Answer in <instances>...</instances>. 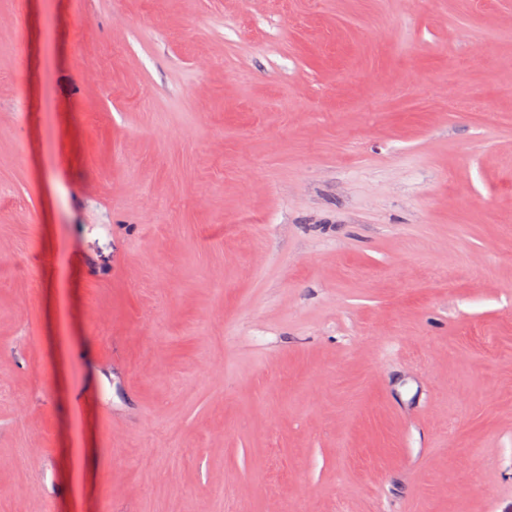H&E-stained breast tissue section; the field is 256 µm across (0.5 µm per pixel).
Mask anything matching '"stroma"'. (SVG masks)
Returning a JSON list of instances; mask_svg holds the SVG:
<instances>
[{"mask_svg":"<svg viewBox=\"0 0 512 512\" xmlns=\"http://www.w3.org/2000/svg\"><path fill=\"white\" fill-rule=\"evenodd\" d=\"M0 512H512V0H0Z\"/></svg>","mask_w":512,"mask_h":512,"instance_id":"1","label":"stroma"}]
</instances>
